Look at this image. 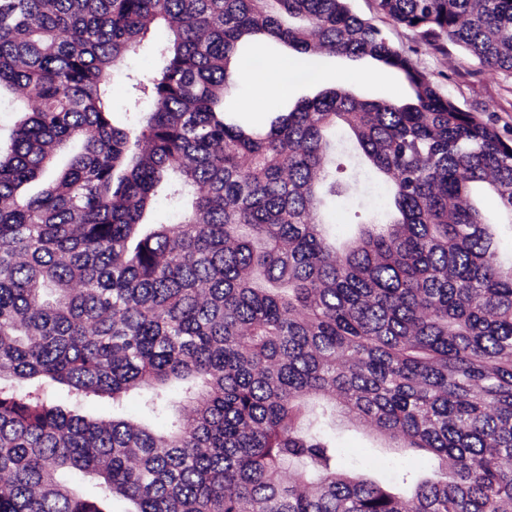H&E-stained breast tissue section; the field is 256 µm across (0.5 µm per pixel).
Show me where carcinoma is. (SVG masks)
Instances as JSON below:
<instances>
[{
  "label": "carcinoma",
  "instance_id": "cac0c4a2",
  "mask_svg": "<svg viewBox=\"0 0 512 512\" xmlns=\"http://www.w3.org/2000/svg\"><path fill=\"white\" fill-rule=\"evenodd\" d=\"M377 6L512 73V0ZM161 26V70L132 83L150 110L118 128L112 74ZM258 39L369 58L410 96L327 87L240 125L224 98ZM5 92L27 112L0 146V512H512V266L473 200L512 219V143L348 0H0ZM336 127L390 189L343 251ZM162 189L176 224L145 220ZM133 389L168 432L78 412ZM336 416L438 469L340 468Z\"/></svg>",
  "mask_w": 512,
  "mask_h": 512
}]
</instances>
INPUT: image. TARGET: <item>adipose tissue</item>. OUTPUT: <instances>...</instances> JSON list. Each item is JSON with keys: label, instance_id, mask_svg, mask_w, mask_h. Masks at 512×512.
Returning a JSON list of instances; mask_svg holds the SVG:
<instances>
[{"label": "adipose tissue", "instance_id": "1", "mask_svg": "<svg viewBox=\"0 0 512 512\" xmlns=\"http://www.w3.org/2000/svg\"><path fill=\"white\" fill-rule=\"evenodd\" d=\"M330 70L324 58L311 61L262 59L260 66L245 61L238 65L236 80L253 89L261 100L269 101L288 95L294 86L322 83L329 79Z\"/></svg>", "mask_w": 512, "mask_h": 512}]
</instances>
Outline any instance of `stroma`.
<instances>
[{"label":"stroma","instance_id":"obj_1","mask_svg":"<svg viewBox=\"0 0 512 512\" xmlns=\"http://www.w3.org/2000/svg\"><path fill=\"white\" fill-rule=\"evenodd\" d=\"M349 6L358 17L378 27L396 48L410 55L443 94L452 96L463 108L493 123L503 136L512 139V77L481 66L477 59L455 45L436 49L418 31L396 24L382 14L376 0H349ZM329 65L332 71L352 74V89L372 98L402 100L409 95L406 83L372 60L333 57ZM159 66V59L147 48L125 59L121 75L113 79L111 86L114 125L124 127L134 119L129 110V75L152 73ZM225 108L240 124L262 128L268 125L275 105L256 101L246 87L240 86L227 97ZM115 411L132 420L150 422L158 431L167 427L165 418L150 415L143 405L142 394L137 391L128 393L122 406L116 409L104 400L88 402L82 409L83 414L93 417H108ZM324 432L340 448V464L346 469L365 459L381 467L392 457L401 458L403 464L415 469L429 466L427 458L395 447L390 438L357 422L328 425Z\"/></svg>","mask_w":512,"mask_h":512}]
</instances>
